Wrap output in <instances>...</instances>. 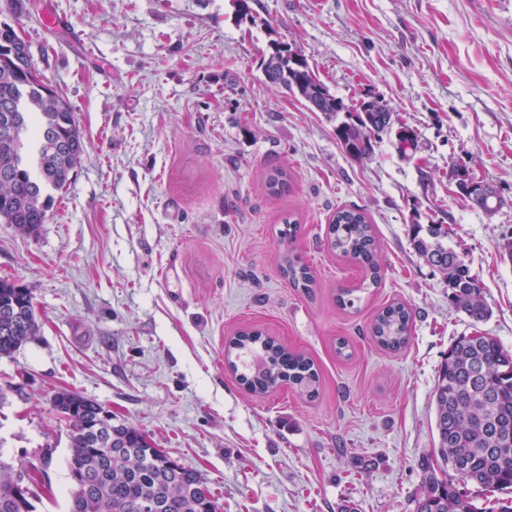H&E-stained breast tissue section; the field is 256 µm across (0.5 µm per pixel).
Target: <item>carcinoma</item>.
<instances>
[{"label": "carcinoma", "mask_w": 512, "mask_h": 512, "mask_svg": "<svg viewBox=\"0 0 512 512\" xmlns=\"http://www.w3.org/2000/svg\"><path fill=\"white\" fill-rule=\"evenodd\" d=\"M12 22L0 21V224H9L27 237L38 234L53 209L55 194L76 175L83 154V136L69 104L53 90L29 80L33 64L23 28L24 0H11ZM262 67L267 81L305 101L313 112L332 119L344 152L363 161L393 126L394 112L377 99L347 104L313 77L303 55L292 57L282 42H272ZM269 194L291 187L288 172L274 167L266 173ZM415 251L439 271L448 284L449 305L474 321L488 315L483 288L464 258L444 242L437 224H413ZM331 249L366 269L369 283L379 284L372 226L363 211L336 210L327 228ZM284 276L305 292L315 287L311 268L297 257L283 259ZM14 316L0 321V357H10L39 333L32 292L9 279H0V307ZM374 340L399 351L410 340L411 314L396 302L383 308L371 324ZM229 368L248 392L266 394L286 383L312 398L319 375L313 361L288 350L260 330H246L225 345ZM437 448L434 453L448 477L425 466L417 493L416 512H476L467 484L512 490V353L491 336H462L451 345L437 371L433 390ZM53 410L67 416L70 426V476L75 489L69 512H217L218 506L199 473L174 464L156 452L137 427L112 424V445L97 444L91 422L105 411L93 399L68 390L50 398ZM29 474L36 464L13 463L0 452V512H37V497L12 491L15 466Z\"/></svg>", "instance_id": "obj_1"}]
</instances>
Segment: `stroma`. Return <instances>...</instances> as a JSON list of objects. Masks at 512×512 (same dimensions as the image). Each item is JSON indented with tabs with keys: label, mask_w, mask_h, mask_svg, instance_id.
Here are the masks:
<instances>
[{
	"label": "stroma",
	"mask_w": 512,
	"mask_h": 512,
	"mask_svg": "<svg viewBox=\"0 0 512 512\" xmlns=\"http://www.w3.org/2000/svg\"><path fill=\"white\" fill-rule=\"evenodd\" d=\"M22 20L42 80L70 104L84 153L37 237L0 224V278L30 288L35 340L0 358V448L41 462L38 512H68L69 427L60 389L135 424L196 469L220 512H415L437 441L433 389L454 341L479 333L512 351V0H25ZM66 18L53 32L46 13ZM299 49L346 103L371 95L414 132L369 160L343 151L336 125L266 81L270 40ZM291 189L270 196L268 166ZM465 169L502 198L464 201ZM373 226L381 283L342 309L364 272L331 251L336 209ZM301 232L283 246L285 216ZM436 223L482 282L488 317L448 303L442 275L409 227ZM312 268L311 293L281 273L284 249ZM400 302L408 346L380 347L376 314ZM258 329L310 357L315 398L280 385L245 390L224 344ZM347 355L336 352L338 339Z\"/></svg>",
	"instance_id": "1"
}]
</instances>
